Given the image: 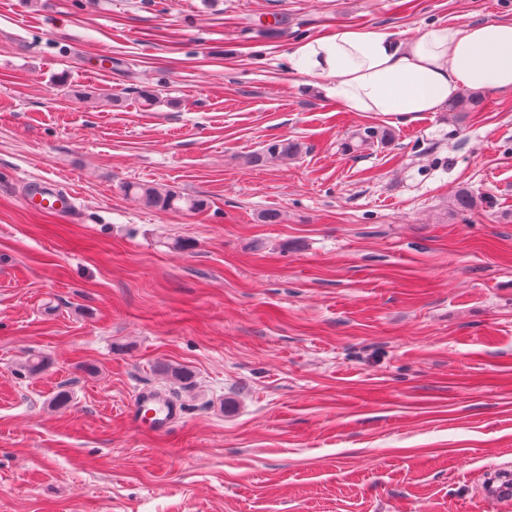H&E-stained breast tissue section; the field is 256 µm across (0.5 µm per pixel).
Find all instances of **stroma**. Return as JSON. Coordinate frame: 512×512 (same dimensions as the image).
Returning a JSON list of instances; mask_svg holds the SVG:
<instances>
[{
	"mask_svg": "<svg viewBox=\"0 0 512 512\" xmlns=\"http://www.w3.org/2000/svg\"><path fill=\"white\" fill-rule=\"evenodd\" d=\"M493 19L512 0H0V512H512L481 496L512 461V91L345 112L288 68ZM367 126L392 141L344 150ZM276 140L301 150L250 164ZM48 180L70 216L25 206ZM145 389L165 434L126 418ZM125 191L144 205L162 211L182 210L184 207L191 211H202L207 207V202L202 198L185 196L171 189H161L144 183L127 184ZM181 410L176 402L168 397L154 392H144L134 398L128 417L137 428L145 419L152 424V432L163 433L173 420L180 414Z\"/></svg>",
	"mask_w": 512,
	"mask_h": 512,
	"instance_id": "obj_1",
	"label": "stroma"
}]
</instances>
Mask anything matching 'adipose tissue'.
I'll list each match as a JSON object with an SVG mask.
<instances>
[{
    "mask_svg": "<svg viewBox=\"0 0 512 512\" xmlns=\"http://www.w3.org/2000/svg\"><path fill=\"white\" fill-rule=\"evenodd\" d=\"M289 62L348 112H441L466 90L512 91V22L430 26L404 40L347 28L304 42Z\"/></svg>",
    "mask_w": 512,
    "mask_h": 512,
    "instance_id": "adipose-tissue-1",
    "label": "adipose tissue"
}]
</instances>
